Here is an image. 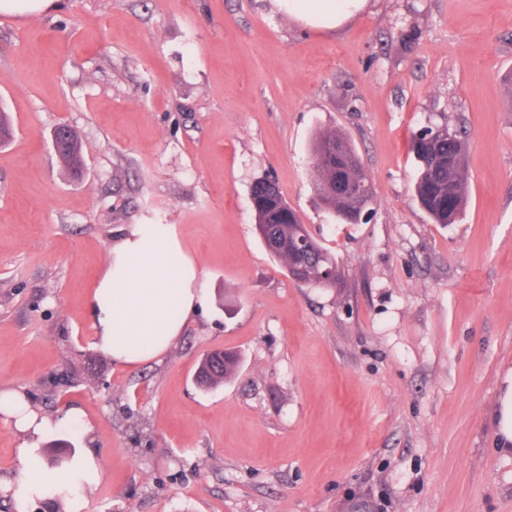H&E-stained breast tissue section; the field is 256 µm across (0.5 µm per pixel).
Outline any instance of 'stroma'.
<instances>
[{"mask_svg": "<svg viewBox=\"0 0 512 512\" xmlns=\"http://www.w3.org/2000/svg\"><path fill=\"white\" fill-rule=\"evenodd\" d=\"M0 388L107 478L85 512H512L489 415L512 372V0H372L320 31L275 0H56L0 13ZM458 126L469 202H415L413 133ZM71 126L82 178L49 145ZM346 135L375 213L315 201ZM275 180L341 280H292L255 231ZM166 224L206 294L158 361L101 351L87 300L119 235ZM231 350L237 375L194 378ZM79 419H70L71 411ZM333 146H337L336 151L342 155L346 164L347 190L359 196L367 195L370 192V183L359 178L352 160L345 156L339 148V146L345 147L355 160L363 166L349 140L336 130H322L314 135L311 144L316 199L319 206L332 214L337 221L358 224L363 212L371 204L373 196L366 198L349 195L340 189L338 174H340L341 164L336 158V154H331L328 150Z\"/></svg>", "mask_w": 512, "mask_h": 512, "instance_id": "1", "label": "stroma"}]
</instances>
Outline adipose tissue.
<instances>
[{
    "label": "adipose tissue",
    "mask_w": 512,
    "mask_h": 512,
    "mask_svg": "<svg viewBox=\"0 0 512 512\" xmlns=\"http://www.w3.org/2000/svg\"><path fill=\"white\" fill-rule=\"evenodd\" d=\"M289 14L316 29H338L365 12L370 0H284ZM199 271L172 237L167 225L138 224L109 250L100 280L89 296L97 345L120 366L161 358L201 306ZM0 415L12 420L25 440L17 450L20 480L11 492L16 512H29L34 500L67 492L70 512H84L85 494L107 472L97 454L86 451L61 469L48 468L34 441L50 429V417L37 414L26 395L0 389Z\"/></svg>",
    "instance_id": "adipose-tissue-1"
}]
</instances>
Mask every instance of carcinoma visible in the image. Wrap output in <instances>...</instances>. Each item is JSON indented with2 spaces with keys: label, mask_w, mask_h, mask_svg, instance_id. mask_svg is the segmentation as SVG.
Listing matches in <instances>:
<instances>
[{
  "label": "carcinoma",
  "mask_w": 512,
  "mask_h": 512,
  "mask_svg": "<svg viewBox=\"0 0 512 512\" xmlns=\"http://www.w3.org/2000/svg\"><path fill=\"white\" fill-rule=\"evenodd\" d=\"M343 146L356 155L349 140L335 130L317 132L312 140L314 191L319 206L336 220L357 224L372 199L349 195L339 187L340 161L329 153V148ZM417 169L413 192L420 206L436 224H454L463 214L468 202V174L465 166L466 141L460 130L449 129V124L427 127V132L417 131L412 138ZM58 156L72 177L83 172V154L78 138L66 139ZM251 199L256 204L255 230L272 256L288 267L303 269L306 284L318 288H332L336 281H324L321 271L336 265L331 253L315 241L307 231L298 213L288 205L280 190L269 179H259L251 187ZM306 241L305 250L293 248L284 251L277 243L293 245ZM238 364V356L229 351L220 358L217 368L201 366L198 384L208 389L224 382Z\"/></svg>",
  "instance_id": "1"
}]
</instances>
